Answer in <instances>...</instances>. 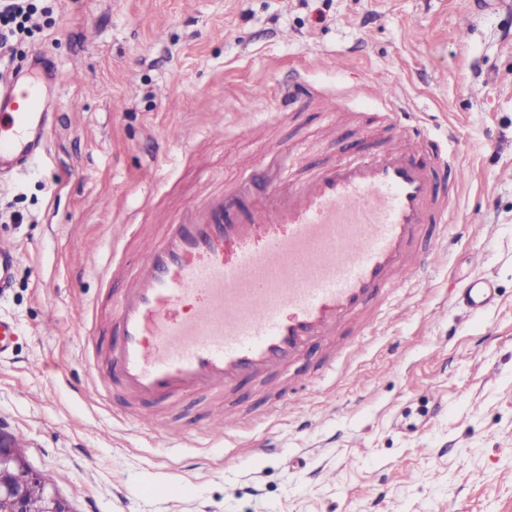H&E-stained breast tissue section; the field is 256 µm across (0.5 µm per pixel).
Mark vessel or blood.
<instances>
[{
    "mask_svg": "<svg viewBox=\"0 0 512 512\" xmlns=\"http://www.w3.org/2000/svg\"><path fill=\"white\" fill-rule=\"evenodd\" d=\"M387 117L395 139L368 159L307 170L300 147L286 160L264 159L261 175L210 185L154 240L122 225L125 248L105 274L121 286L101 388L117 384L132 406L219 397L231 430L245 418L233 400L240 379L271 384L269 410L281 411L309 343L336 361L347 335L362 334L402 288L428 287L437 248L451 244L463 171L445 151L419 159L420 132L396 112ZM56 129L41 82L0 91V169L32 163ZM495 293L477 276L460 300L478 310Z\"/></svg>",
    "mask_w": 512,
    "mask_h": 512,
    "instance_id": "vessel-or-blood-1",
    "label": "vessel or blood"
}]
</instances>
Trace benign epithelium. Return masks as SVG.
Returning a JSON list of instances; mask_svg holds the SVG:
<instances>
[{"label":"benign epithelium","mask_w":512,"mask_h":512,"mask_svg":"<svg viewBox=\"0 0 512 512\" xmlns=\"http://www.w3.org/2000/svg\"><path fill=\"white\" fill-rule=\"evenodd\" d=\"M42 489L41 512H71L56 485L29 467L17 435L0 424V512H28V491Z\"/></svg>","instance_id":"7a95c632"}]
</instances>
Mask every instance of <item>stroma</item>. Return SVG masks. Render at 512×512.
Masks as SVG:
<instances>
[{
    "label": "stroma",
    "instance_id": "obj_1",
    "mask_svg": "<svg viewBox=\"0 0 512 512\" xmlns=\"http://www.w3.org/2000/svg\"><path fill=\"white\" fill-rule=\"evenodd\" d=\"M51 23L23 45L84 80L55 94L58 132L29 173L0 183V248L21 253L0 317L19 334L0 360V423L72 512H512V4L502 0H45ZM296 79L342 112L336 134L315 99L282 105ZM452 146L469 177L427 294L402 293L324 368L312 349L293 379L301 407L267 412L246 381L250 420L204 438L218 404L170 408L179 436L135 424L119 390L95 391L89 358L113 340L93 315L115 284L119 224L147 234L208 176L309 145L304 168L383 144L385 113ZM82 109L70 111L72 99ZM158 178L143 180L145 164ZM483 263L474 266L473 253ZM491 279L480 311L455 294Z\"/></svg>",
    "mask_w": 512,
    "mask_h": 512
}]
</instances>
